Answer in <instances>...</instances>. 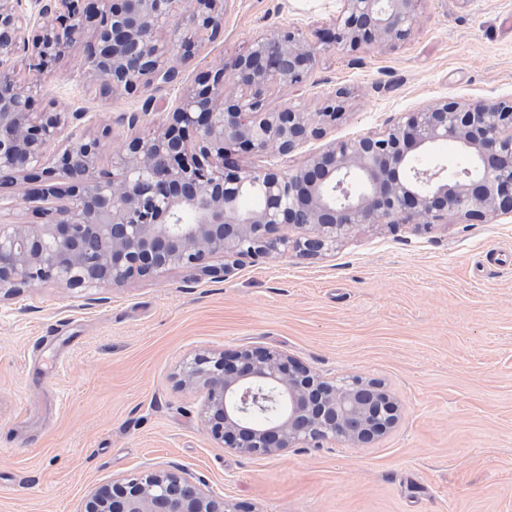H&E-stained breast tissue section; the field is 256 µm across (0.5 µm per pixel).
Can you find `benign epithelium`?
Segmentation results:
<instances>
[{
  "label": "benign epithelium",
  "instance_id": "1",
  "mask_svg": "<svg viewBox=\"0 0 512 512\" xmlns=\"http://www.w3.org/2000/svg\"><path fill=\"white\" fill-rule=\"evenodd\" d=\"M0 0V186L29 181L40 223L0 224V295L54 282L65 288L120 286L177 267L216 274L212 259L285 255L316 259L362 224H465L512 216V104L444 99L403 112L381 134L329 144L300 167L240 169L238 153L288 155L325 134L343 115L346 93L307 112L288 98L270 109L276 86L288 96L306 84L314 49L292 28L249 48L184 88L169 124L135 136L96 172L101 140L81 129L84 112L51 104L34 110L40 87L22 79L19 52L39 71L83 45L84 81L102 95L181 84L173 64L224 30L229 0ZM421 0H342L325 42L346 51L407 40ZM172 28L168 42L158 39ZM65 143L51 150L60 137ZM452 140L475 158L453 174L422 168L423 151ZM257 189L262 204L238 201ZM294 227L303 236L278 234ZM179 384L204 393L202 422L244 456L276 455L300 444L341 439L366 447L396 426V398L380 382L326 380L269 347L198 353ZM269 403L270 424L250 423ZM83 512H253L217 498L182 469L146 468L93 489Z\"/></svg>",
  "mask_w": 512,
  "mask_h": 512
}]
</instances>
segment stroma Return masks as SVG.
Instances as JSON below:
<instances>
[{"mask_svg":"<svg viewBox=\"0 0 512 512\" xmlns=\"http://www.w3.org/2000/svg\"><path fill=\"white\" fill-rule=\"evenodd\" d=\"M340 0H229L224 30L179 64L184 85L260 34L307 38ZM512 0H422L406 41L317 64L294 101L344 114L288 156L243 153L253 169L297 167L327 144L383 132L444 98L512 103ZM74 48L39 73L37 108L87 112L99 170L130 137L164 127L180 90L103 96ZM139 113L136 126L124 118ZM512 220L429 227L362 225L316 259L234 263L207 276L178 267L123 285L53 283L0 299V512H82L88 493L147 466L181 468L212 495L255 512H512ZM272 347L326 378L374 379L402 418L364 448L342 440L269 457L221 447L182 362L205 350Z\"/></svg>","mask_w":512,"mask_h":512,"instance_id":"obj_1","label":"stroma"}]
</instances>
